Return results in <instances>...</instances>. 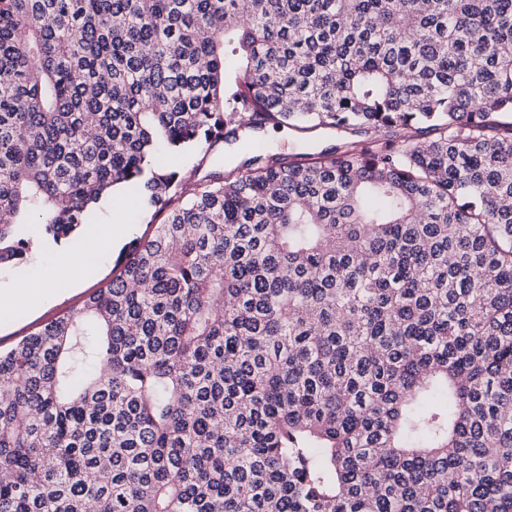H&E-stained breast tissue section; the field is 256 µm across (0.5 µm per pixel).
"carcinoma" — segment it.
I'll return each mask as SVG.
<instances>
[{"instance_id":"1","label":"carcinoma","mask_w":512,"mask_h":512,"mask_svg":"<svg viewBox=\"0 0 512 512\" xmlns=\"http://www.w3.org/2000/svg\"><path fill=\"white\" fill-rule=\"evenodd\" d=\"M508 116L512 0H0V266L163 216L0 350V512H512ZM268 126L345 141L174 169ZM232 146L221 143L208 151L206 148L195 149L180 158L176 166L186 175H195L198 179L212 171L233 167L246 156L237 154L234 148H228Z\"/></svg>"}]
</instances>
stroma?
I'll return each instance as SVG.
<instances>
[{"instance_id":"stroma-1","label":"stroma","mask_w":512,"mask_h":512,"mask_svg":"<svg viewBox=\"0 0 512 512\" xmlns=\"http://www.w3.org/2000/svg\"><path fill=\"white\" fill-rule=\"evenodd\" d=\"M260 137L276 152L287 157L300 151L316 152L338 141L334 135L320 132L304 135L288 127L265 128ZM240 160L239 154L222 143L208 151L196 149L188 152L178 160L177 166L183 173L200 178L212 171L235 166ZM116 218L125 222V237L129 240L148 236L155 222L151 213L136 206L129 187H121L118 198L101 200L89 224L83 225L79 231V245L74 253L81 257L82 263L74 273L73 285L61 294L46 291L45 300L40 305L23 304L11 310H0L1 350L10 349L44 324L79 309L89 295L111 278L118 253L100 249L99 239L103 225L112 223ZM59 257V245L49 241L35 244L23 264L0 267V290L16 281H28L44 288Z\"/></svg>"}]
</instances>
